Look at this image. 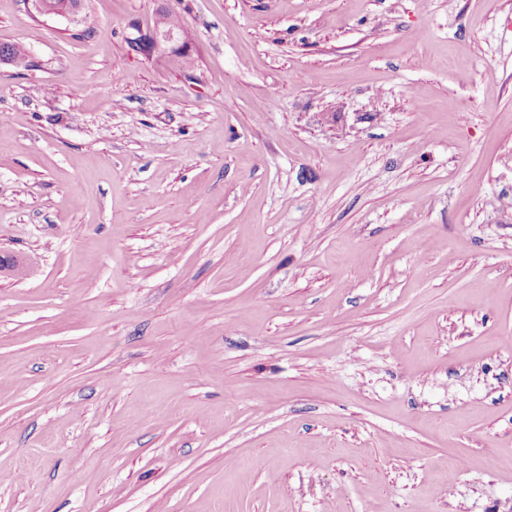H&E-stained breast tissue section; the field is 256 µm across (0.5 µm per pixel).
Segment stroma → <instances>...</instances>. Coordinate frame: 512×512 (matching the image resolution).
I'll return each mask as SVG.
<instances>
[{
  "label": "stroma",
  "mask_w": 512,
  "mask_h": 512,
  "mask_svg": "<svg viewBox=\"0 0 512 512\" xmlns=\"http://www.w3.org/2000/svg\"><path fill=\"white\" fill-rule=\"evenodd\" d=\"M85 4L0 0V512H512V0Z\"/></svg>",
  "instance_id": "35a3bbf8"
}]
</instances>
